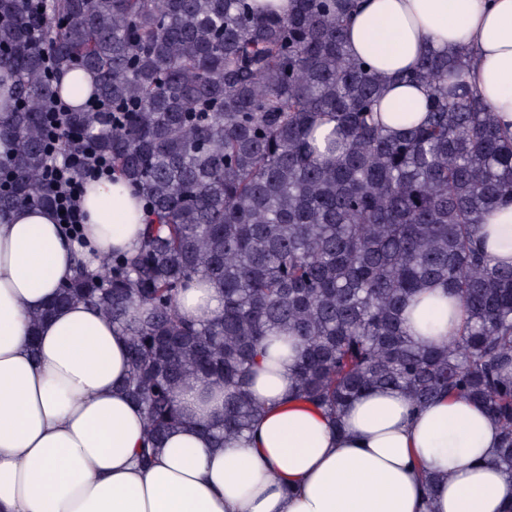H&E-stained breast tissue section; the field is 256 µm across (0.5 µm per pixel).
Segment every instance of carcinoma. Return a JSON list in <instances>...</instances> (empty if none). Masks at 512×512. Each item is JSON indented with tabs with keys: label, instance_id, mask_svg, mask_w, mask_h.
Returning a JSON list of instances; mask_svg holds the SVG:
<instances>
[{
	"label": "carcinoma",
	"instance_id": "1",
	"mask_svg": "<svg viewBox=\"0 0 512 512\" xmlns=\"http://www.w3.org/2000/svg\"><path fill=\"white\" fill-rule=\"evenodd\" d=\"M286 15L254 0H0V216L54 208L44 175V75L87 71L112 105L70 113L61 148L91 139L145 206L140 246L91 271L82 254L38 327L73 303L127 336L128 397L145 415L139 464L152 467L185 422L179 388H224L214 446L243 438L261 411L248 392L269 336L297 351L296 394L333 419L359 393L395 387L411 402L463 397L501 428L495 464L512 476V266L478 242L482 215L512 206V142L464 79L468 53L425 49L400 76L426 88L427 119L398 136L376 119L382 79L347 49L353 0H291ZM343 141L318 154L324 114ZM205 278L224 310L188 318L180 293ZM440 283L465 319L423 345L406 305Z\"/></svg>",
	"mask_w": 512,
	"mask_h": 512
}]
</instances>
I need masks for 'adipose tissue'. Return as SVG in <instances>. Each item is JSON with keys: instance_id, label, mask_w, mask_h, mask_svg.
I'll return each mask as SVG.
<instances>
[{"instance_id": "adipose-tissue-1", "label": "adipose tissue", "mask_w": 512, "mask_h": 512, "mask_svg": "<svg viewBox=\"0 0 512 512\" xmlns=\"http://www.w3.org/2000/svg\"><path fill=\"white\" fill-rule=\"evenodd\" d=\"M347 48L385 82L384 123L425 115L423 87L396 81L427 45L468 50L466 80L512 139V0H359ZM85 237L97 255L141 240L143 204L122 184L91 181L82 196ZM495 263L512 264V207L480 227ZM71 247L53 211L0 217V512H507L512 476L492 463L500 428L464 399L413 408L381 388L353 400L338 422L296 398L295 351L273 341L255 369L262 407L246 441L214 447L204 424L224 413V391L202 382L178 393L188 418L142 470L144 415L123 389L128 347L111 320L73 304L39 328L30 318L69 273ZM224 308L214 284L181 295L194 318ZM463 318L445 288L425 289L404 326L425 345L456 336Z\"/></svg>"}]
</instances>
